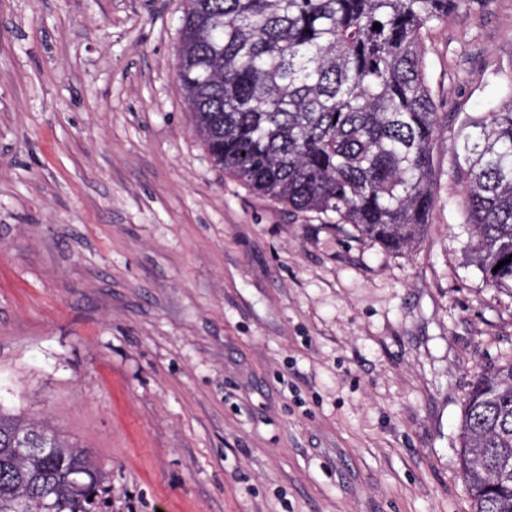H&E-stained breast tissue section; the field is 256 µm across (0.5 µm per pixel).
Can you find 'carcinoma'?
Returning <instances> with one entry per match:
<instances>
[{"label":"carcinoma","instance_id":"carcinoma-1","mask_svg":"<svg viewBox=\"0 0 512 512\" xmlns=\"http://www.w3.org/2000/svg\"><path fill=\"white\" fill-rule=\"evenodd\" d=\"M459 2L187 0L177 78L194 128L253 191L404 251L434 205L422 33ZM501 91L459 129L452 178L479 270L512 291V74ZM458 457L473 512H512V361L472 383ZM104 492L88 451L48 419L0 411V512H88Z\"/></svg>","mask_w":512,"mask_h":512}]
</instances>
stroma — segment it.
<instances>
[{"label": "stroma", "instance_id": "stroma-1", "mask_svg": "<svg viewBox=\"0 0 512 512\" xmlns=\"http://www.w3.org/2000/svg\"><path fill=\"white\" fill-rule=\"evenodd\" d=\"M186 7L0 0V407L84 446L106 512H471L464 400L512 359V293L452 171L512 73V0L423 33L435 205L402 252L216 166Z\"/></svg>", "mask_w": 512, "mask_h": 512}]
</instances>
